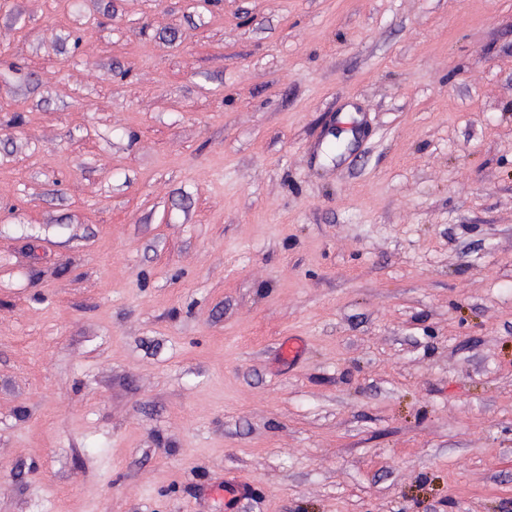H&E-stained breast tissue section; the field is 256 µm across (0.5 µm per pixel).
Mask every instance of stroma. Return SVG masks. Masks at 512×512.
Returning a JSON list of instances; mask_svg holds the SVG:
<instances>
[{"mask_svg":"<svg viewBox=\"0 0 512 512\" xmlns=\"http://www.w3.org/2000/svg\"><path fill=\"white\" fill-rule=\"evenodd\" d=\"M228 476L512 512V0H0V512Z\"/></svg>","mask_w":512,"mask_h":512,"instance_id":"1","label":"stroma"}]
</instances>
